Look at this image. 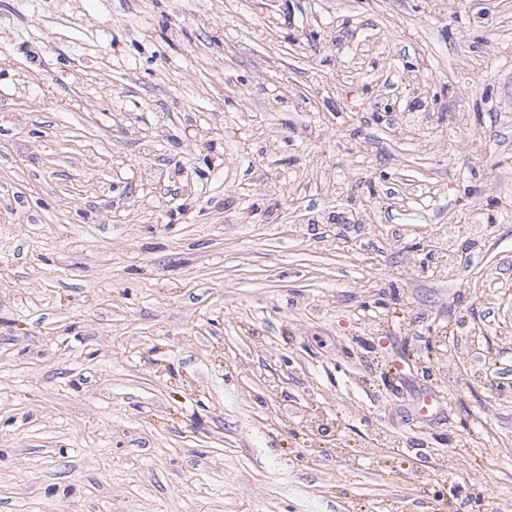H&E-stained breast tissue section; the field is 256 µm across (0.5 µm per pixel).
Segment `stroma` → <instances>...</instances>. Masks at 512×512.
<instances>
[{"instance_id": "stroma-1", "label": "stroma", "mask_w": 512, "mask_h": 512, "mask_svg": "<svg viewBox=\"0 0 512 512\" xmlns=\"http://www.w3.org/2000/svg\"><path fill=\"white\" fill-rule=\"evenodd\" d=\"M508 448L512 0H0V512H496Z\"/></svg>"}]
</instances>
